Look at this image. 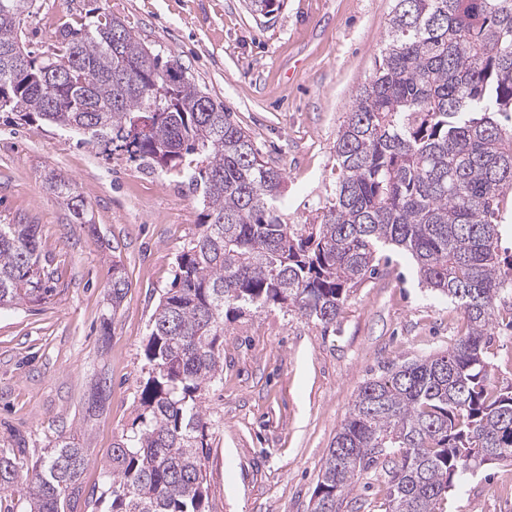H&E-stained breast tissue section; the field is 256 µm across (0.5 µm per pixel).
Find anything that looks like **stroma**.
I'll use <instances>...</instances> for the list:
<instances>
[{"instance_id": "35a3bbf8", "label": "stroma", "mask_w": 512, "mask_h": 512, "mask_svg": "<svg viewBox=\"0 0 512 512\" xmlns=\"http://www.w3.org/2000/svg\"><path fill=\"white\" fill-rule=\"evenodd\" d=\"M38 5L26 25L32 52L98 6L178 60L283 172L288 220L307 224L332 190L336 136L357 87L375 71L394 2L283 0L270 17L252 12L249 0ZM51 170L79 187L90 223H71L45 188ZM202 209L183 175L146 169L123 150L50 125L0 120V224L21 217L37 225L56 282L41 304L0 309V448L19 451L30 478L59 435L74 436L91 458L82 479L91 503L77 512H110L104 472L112 443L131 430L147 378L150 318L179 252L199 232ZM117 260L129 288L112 316L107 287ZM464 329L461 309L423 288L413 261L397 253L351 290L334 325L274 306L227 323L224 377L202 402L211 423L206 512H311L321 465L364 381L385 365L445 350ZM487 356L500 384L512 383L511 292L498 302ZM102 372L109 398L89 418L85 400ZM387 506L376 475L357 485L342 512ZM448 508L512 512V463L460 477Z\"/></svg>"}]
</instances>
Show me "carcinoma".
I'll return each instance as SVG.
<instances>
[{"mask_svg": "<svg viewBox=\"0 0 512 512\" xmlns=\"http://www.w3.org/2000/svg\"><path fill=\"white\" fill-rule=\"evenodd\" d=\"M35 9L36 0H0L10 121L50 123L147 169L185 172L203 203L200 231L151 316L140 412L112 443L110 512H205L202 396L223 380L226 322L277 305L333 324L389 247L462 309L466 331L361 385L321 466L314 512H340L380 467L386 512H444L437 505L457 479L512 461V385L492 383L487 358L497 297L512 287V267L498 261L512 198V0H394L381 61L337 134L333 192L311 224L288 223L278 205L283 174L231 113L120 17L87 10L51 48L26 51V74H14L7 53L25 47ZM127 65L138 94L113 80ZM45 185L74 223H91L70 180L51 171ZM127 291L119 271L107 291L112 312ZM54 292L38 225L0 224V308ZM107 389L99 376L88 414L103 409ZM89 464L88 449L61 435L24 483L23 461L0 449V493L22 492L30 512H76Z\"/></svg>", "mask_w": 512, "mask_h": 512, "instance_id": "obj_1", "label": "carcinoma"}]
</instances>
